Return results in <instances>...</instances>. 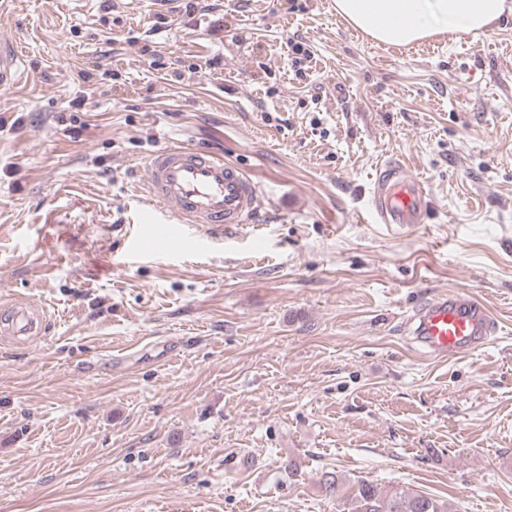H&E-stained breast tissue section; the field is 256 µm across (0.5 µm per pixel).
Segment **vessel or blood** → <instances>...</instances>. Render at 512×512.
<instances>
[{
	"mask_svg": "<svg viewBox=\"0 0 512 512\" xmlns=\"http://www.w3.org/2000/svg\"><path fill=\"white\" fill-rule=\"evenodd\" d=\"M20 72L11 43L0 41V88L13 85ZM147 184L153 198L170 207L179 221L163 246L185 242L192 229L207 233L244 223L258 209L257 190L247 174L208 151L170 147L152 155ZM374 223L387 228H409L424 223L426 190L410 178L403 165L389 162L380 169L370 197ZM46 315L34 303L18 301L0 318V341H25L44 333ZM412 342L431 357L447 359L483 348L494 330L488 309L463 291L439 295L419 308L411 320Z\"/></svg>",
	"mask_w": 512,
	"mask_h": 512,
	"instance_id": "1",
	"label": "vessel or blood"
}]
</instances>
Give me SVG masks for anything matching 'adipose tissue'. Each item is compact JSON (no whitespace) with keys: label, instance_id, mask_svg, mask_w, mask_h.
Returning a JSON list of instances; mask_svg holds the SVG:
<instances>
[{"label":"adipose tissue","instance_id":"adipose-tissue-1","mask_svg":"<svg viewBox=\"0 0 512 512\" xmlns=\"http://www.w3.org/2000/svg\"><path fill=\"white\" fill-rule=\"evenodd\" d=\"M352 27L388 45H409L443 31L478 32L512 14V0H334Z\"/></svg>","mask_w":512,"mask_h":512}]
</instances>
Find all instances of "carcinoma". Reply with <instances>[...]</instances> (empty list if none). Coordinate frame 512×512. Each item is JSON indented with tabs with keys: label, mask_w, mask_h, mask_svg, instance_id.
<instances>
[{
	"label": "carcinoma",
	"mask_w": 512,
	"mask_h": 512,
	"mask_svg": "<svg viewBox=\"0 0 512 512\" xmlns=\"http://www.w3.org/2000/svg\"><path fill=\"white\" fill-rule=\"evenodd\" d=\"M347 512H449L448 504L424 494H409L398 488L382 489L361 479L345 502Z\"/></svg>",
	"instance_id": "obj_1"
}]
</instances>
